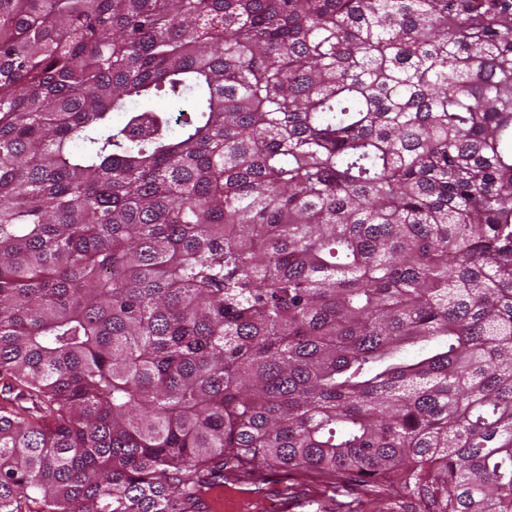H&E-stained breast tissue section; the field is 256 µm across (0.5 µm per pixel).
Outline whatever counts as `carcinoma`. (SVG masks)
Here are the masks:
<instances>
[{
  "mask_svg": "<svg viewBox=\"0 0 512 512\" xmlns=\"http://www.w3.org/2000/svg\"><path fill=\"white\" fill-rule=\"evenodd\" d=\"M0 512H512V0H0ZM224 494L239 497L250 511L243 512H315L311 494L314 482L304 475L277 471L268 473L264 481L240 478ZM259 487L260 490L254 491Z\"/></svg>",
  "mask_w": 512,
  "mask_h": 512,
  "instance_id": "obj_1",
  "label": "carcinoma"
}]
</instances>
